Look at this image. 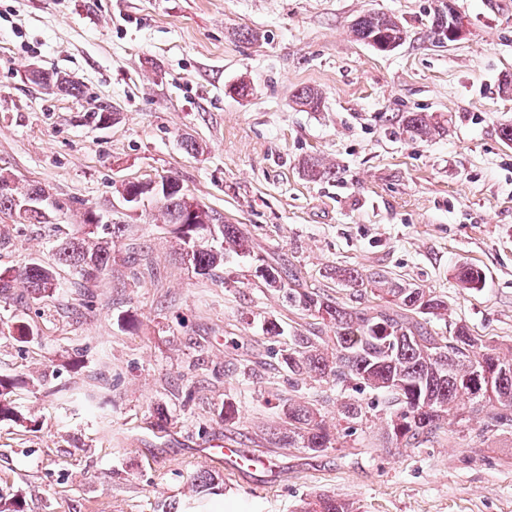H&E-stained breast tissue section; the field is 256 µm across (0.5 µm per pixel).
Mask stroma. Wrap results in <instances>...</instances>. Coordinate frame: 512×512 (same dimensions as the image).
Instances as JSON below:
<instances>
[{"mask_svg": "<svg viewBox=\"0 0 512 512\" xmlns=\"http://www.w3.org/2000/svg\"><path fill=\"white\" fill-rule=\"evenodd\" d=\"M455 4L469 32L438 48L436 0H0V174L62 206L49 224L0 213V270L37 260L58 279L0 298V378L17 414L0 421V497L24 512H300L325 492L360 512H512V429L456 420L403 447L368 389L366 417L341 423L347 390L294 379L282 361L292 337L329 329L257 274L294 268L364 308L375 298L334 271L382 272L447 302L437 335L464 323L512 346V147L500 138L512 93L498 89L512 0ZM368 12L398 17L405 41L380 52L357 40ZM33 63L81 96L27 81ZM242 79L244 97L231 91ZM303 87L322 111H299ZM97 108L114 121L93 123ZM413 111L441 116L444 133L411 138L400 117ZM308 155L335 177L306 180ZM167 176L240 225L250 253L195 273L159 201L119 193ZM88 209L119 226L89 283L55 256ZM462 265L481 270L480 288L460 287ZM291 402L321 414L334 448L288 447ZM224 440L270 455L275 474L225 475L205 457Z\"/></svg>", "mask_w": 512, "mask_h": 512, "instance_id": "1", "label": "stroma"}]
</instances>
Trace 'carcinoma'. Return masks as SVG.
<instances>
[{"label":"carcinoma","mask_w":512,"mask_h":512,"mask_svg":"<svg viewBox=\"0 0 512 512\" xmlns=\"http://www.w3.org/2000/svg\"><path fill=\"white\" fill-rule=\"evenodd\" d=\"M463 19L458 9L448 10L443 2L429 15V33L439 47L452 42V26ZM354 36L387 52L400 45L406 36L401 21L384 13H367L352 25ZM41 82L71 96L81 95V85L58 73L43 76ZM296 104L308 112L323 106L321 93L310 87L298 91ZM403 130L412 138L427 140L444 130L436 116L427 112H405L400 117ZM306 179L323 181L334 175V167L321 159L307 156L301 161ZM169 192L161 199L167 224L184 218L183 187L175 177L168 178ZM28 193L44 200L40 208L20 217L28 224H45L48 208L45 191L34 187ZM100 227L95 212H85L81 235L62 238L56 245L58 262L76 270L85 281L97 279L109 266L111 246L107 240L95 239ZM224 250L213 251L204 244L192 246L189 261L202 274L215 275L224 266L225 254L248 251V237L236 224H220ZM265 284L283 292L288 304L304 311H314L333 332V348L326 349L310 336H296L288 347L285 363L295 376L315 374L338 384L355 383L384 393L392 400L386 425L387 438L406 447L424 442L443 423L458 417L479 420L481 432L512 429V375L494 378L490 386H470L471 375L482 365L496 364L512 368V347L504 349L492 341L471 333L468 326L457 324L448 336H434L427 328L429 320L447 314L448 305L433 291L405 285L380 272L359 273L354 269L336 268V280L359 296L371 294L402 311L393 317L374 307L353 309L328 297L301 287L296 274L270 264L259 269ZM458 279L466 288H477L481 273L463 266ZM23 282L33 293H46L56 287L57 272L52 266L33 262L11 273L0 271V297L8 298L13 282ZM367 413L360 401L340 403L338 415L346 423H357ZM288 447L323 452L332 447V438L317 413L301 404L290 403ZM301 512H355L354 503L334 494H320L304 503Z\"/></svg>","instance_id":"carcinoma-1"}]
</instances>
